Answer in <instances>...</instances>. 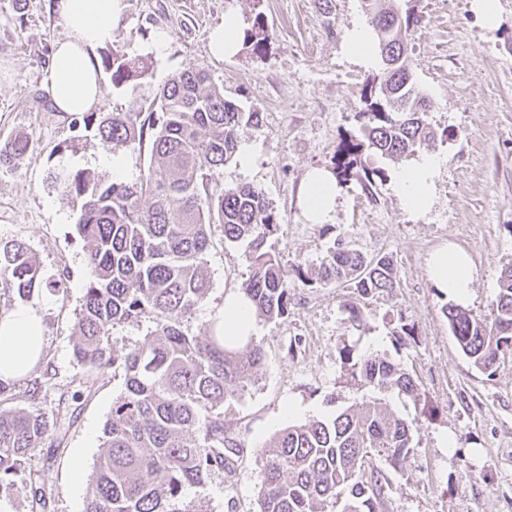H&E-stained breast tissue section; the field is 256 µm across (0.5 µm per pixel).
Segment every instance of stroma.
<instances>
[{
  "label": "stroma",
  "mask_w": 512,
  "mask_h": 512,
  "mask_svg": "<svg viewBox=\"0 0 512 512\" xmlns=\"http://www.w3.org/2000/svg\"><path fill=\"white\" fill-rule=\"evenodd\" d=\"M115 42L154 61L150 78L132 91L102 84V103L121 105L153 96L171 75L206 67L224 97L260 112L259 126L238 133V152L221 171L222 187H260L279 214L271 245L283 265L318 267L334 241L368 255L388 256L398 286L363 296L351 288L295 282L287 316L257 317L255 340L264 359L254 382L224 404V423L242 444L233 472L213 471L184 487L183 501L205 499L211 512H257L264 473L260 454L288 426L330 419L368 399L347 380L339 357L379 356L407 366L420 404L386 393L413 423L412 449L400 467L379 463L387 485L377 512H512V354L495 375L476 369L448 328V294L430 278V260L445 247L467 253L473 281L463 308L489 313L502 270L512 264V0H498V21L486 25L474 0H417L420 21L411 30L412 78L430 103L429 119L448 132L434 156L427 211L409 210L397 194L400 173L419 160L369 154L383 179L340 184L333 219L309 223L299 189L312 169L334 170L361 139L357 112L369 78L384 79L345 43L352 29L368 28L362 0H124ZM264 13L269 40L263 53L243 46L214 57L210 31L235 14L249 30ZM63 36L53 0H27L17 15L0 0V140L28 132L35 148L18 169H0V239L25 242L43 277L64 281L41 289L30 304L47 325L44 365L56 386L39 408L59 425L63 441L47 440L34 462L48 470L47 512H84L87 489L103 451V428L125 391L121 373L89 372L73 355L74 321L91 278L79 211L61 196L55 172L89 169L113 179L109 150L96 140L65 150L69 116L56 112L46 80L49 57ZM206 297L184 328L203 335L207 324L249 273L245 247L224 240L213 226L205 255ZM415 341L400 346V329ZM84 467L72 469L74 458Z\"/></svg>",
  "instance_id": "35a3bbf8"
}]
</instances>
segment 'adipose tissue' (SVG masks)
Masks as SVG:
<instances>
[{
    "label": "adipose tissue",
    "mask_w": 512,
    "mask_h": 512,
    "mask_svg": "<svg viewBox=\"0 0 512 512\" xmlns=\"http://www.w3.org/2000/svg\"><path fill=\"white\" fill-rule=\"evenodd\" d=\"M56 10L65 36L55 43L47 70L53 105L67 115L93 111L101 102L97 51L113 41L124 12L123 0H59ZM439 164L438 158L428 156L401 173L397 192L409 209H428ZM300 196L310 223L326 224L332 220L337 186L331 173L311 171ZM430 275L437 287L447 289L449 298L462 300L468 295L473 267L466 253L445 248L433 256ZM219 315L226 338L254 335V313L241 294L228 295ZM44 336L43 316L35 307L19 305L1 315L0 378L16 379L31 372L42 356Z\"/></svg>",
    "instance_id": "obj_1"
}]
</instances>
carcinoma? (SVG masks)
I'll return each mask as SVG.
<instances>
[{
  "label": "carcinoma",
  "instance_id": "cac0c4a2",
  "mask_svg": "<svg viewBox=\"0 0 512 512\" xmlns=\"http://www.w3.org/2000/svg\"><path fill=\"white\" fill-rule=\"evenodd\" d=\"M394 0H363L377 43L386 87L369 82L358 113L366 144L351 150L342 172L369 184L384 172L358 158L367 148L388 157L430 150L448 136L429 119V104L412 81L407 52L415 8L400 12ZM269 38L262 13L255 15L244 41L255 53ZM113 88H136L151 75L148 56H131L119 46L100 53ZM261 113L244 111L224 99V88L209 71L195 66L172 75L151 98L133 99L125 108L85 112L72 121L80 133L66 147L78 148L90 133L117 153L148 148L149 163L134 182H106L81 169L57 176L58 189L80 202L78 232L87 244L93 278L76 312L74 355L84 366L120 369L125 392L112 406L103 448L88 489L85 512H209L198 499L184 509L185 486L200 484L215 470L233 471L241 444L224 426V402L243 391L263 360L262 347L249 337L230 345L216 335L184 330L209 289L204 256L211 226L224 240L247 244L249 275L237 291L254 312L268 320L288 314L290 277L310 285L353 288L368 296L391 292L397 276L390 260L368 256L343 240L333 243L319 268L281 264L267 241L280 229L262 189L241 185L222 189L215 176L235 156L241 125L257 126ZM27 133L0 144V168L15 169L32 149ZM45 285L28 246L0 240V295L28 297ZM157 319L154 337L130 351L111 347L114 327ZM448 327L475 368L494 373L512 354V267L502 270L488 315L459 306L445 307ZM341 360L351 379L383 393L396 389L420 403L418 385L403 366L386 358ZM45 370L27 380H0V403L24 397L30 408L0 410V495L29 487V512H46L44 471L32 465L34 451L52 435L53 425L39 412L44 391L54 386ZM412 448V423L381 398L349 407L328 420L292 425L262 451L264 480L258 512H375L384 485L374 461L396 467ZM370 471V479L360 475Z\"/></svg>",
  "mask_w": 512,
  "mask_h": 512
}]
</instances>
